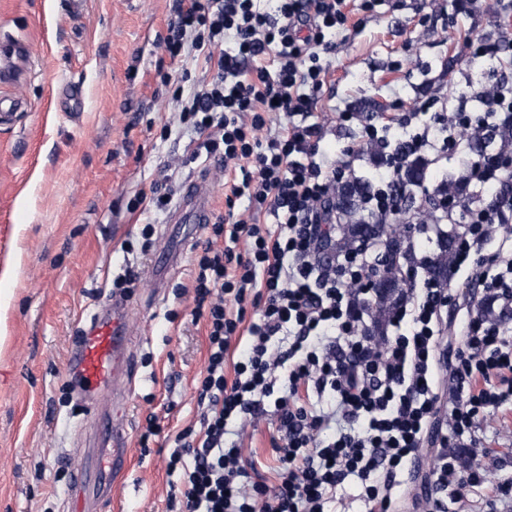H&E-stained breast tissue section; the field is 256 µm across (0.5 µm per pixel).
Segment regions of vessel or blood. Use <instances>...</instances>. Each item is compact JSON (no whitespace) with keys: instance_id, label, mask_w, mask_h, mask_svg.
Segmentation results:
<instances>
[{"instance_id":"1","label":"vessel or blood","mask_w":512,"mask_h":512,"mask_svg":"<svg viewBox=\"0 0 512 512\" xmlns=\"http://www.w3.org/2000/svg\"><path fill=\"white\" fill-rule=\"evenodd\" d=\"M25 54V44L15 38L0 41V82L8 84L17 76V60ZM173 217L178 224H207L211 221L209 195L203 183L190 185L178 198ZM129 300L116 297L92 314L77 337L66 371L77 394L88 409L80 429L88 442L81 449L72 486L67 494L70 512H95L112 498V486L127 467V433L110 424L108 412L100 404L110 400L113 409L127 403L126 387L136 377L126 320Z\"/></svg>"}]
</instances>
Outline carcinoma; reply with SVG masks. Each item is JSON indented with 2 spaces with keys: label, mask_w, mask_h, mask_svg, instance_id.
<instances>
[{
  "label": "carcinoma",
  "mask_w": 512,
  "mask_h": 512,
  "mask_svg": "<svg viewBox=\"0 0 512 512\" xmlns=\"http://www.w3.org/2000/svg\"><path fill=\"white\" fill-rule=\"evenodd\" d=\"M471 150L493 163L506 160L512 152V117L501 120L487 134L479 131L466 135ZM430 163L419 157H404L400 174L390 187L393 207L374 214H366L365 201L372 192L370 181L363 177H351L338 184L332 192L327 212L328 223L332 224L328 242L334 256L350 250L356 251L365 244L369 236L381 245L386 237L400 238L403 257L415 261L410 235L402 215L410 212L417 224L435 222V205L454 200L459 204L467 201L464 195L467 171L462 170L456 177L443 176L437 182L429 181ZM437 252L427 267V273L434 279L448 283V263L454 251V241L449 234H440L436 239ZM407 294L406 281L394 279V287L387 292H376L374 299L363 303L364 309L373 320L374 329L385 320L387 313L396 307Z\"/></svg>",
  "instance_id": "obj_1"
}]
</instances>
